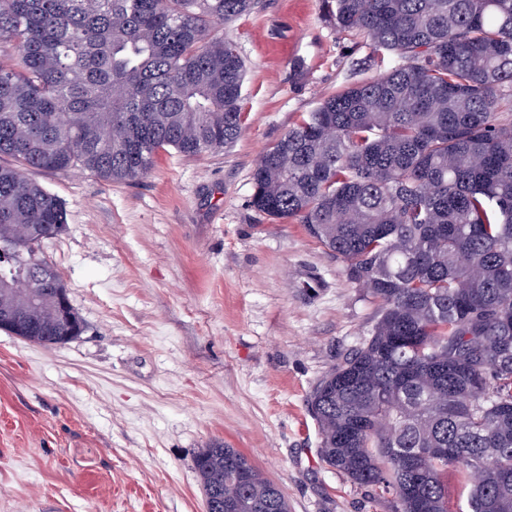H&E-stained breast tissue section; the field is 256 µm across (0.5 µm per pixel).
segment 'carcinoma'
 <instances>
[{
  "instance_id": "1",
  "label": "carcinoma",
  "mask_w": 512,
  "mask_h": 512,
  "mask_svg": "<svg viewBox=\"0 0 512 512\" xmlns=\"http://www.w3.org/2000/svg\"><path fill=\"white\" fill-rule=\"evenodd\" d=\"M257 0H0V319L54 346L39 248L62 202L23 170L146 175L242 131L246 66L218 31ZM401 64L321 100L263 153L253 207L295 220L379 299L371 337L313 390L321 454L394 512H512V0H323ZM37 303L16 297L22 279ZM203 494L289 512L238 450L196 456ZM470 477L452 503L448 473Z\"/></svg>"
}]
</instances>
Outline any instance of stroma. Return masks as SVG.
<instances>
[{
    "label": "stroma",
    "mask_w": 512,
    "mask_h": 512,
    "mask_svg": "<svg viewBox=\"0 0 512 512\" xmlns=\"http://www.w3.org/2000/svg\"><path fill=\"white\" fill-rule=\"evenodd\" d=\"M224 37L246 64L243 130L224 151H163L126 182L25 172L67 211L41 255L84 330L51 347L0 330V512H206L195 457L217 441L290 512H393L322 461L310 406L382 304L251 199L289 128L398 60L336 32L322 0H258Z\"/></svg>",
    "instance_id": "stroma-1"
}]
</instances>
